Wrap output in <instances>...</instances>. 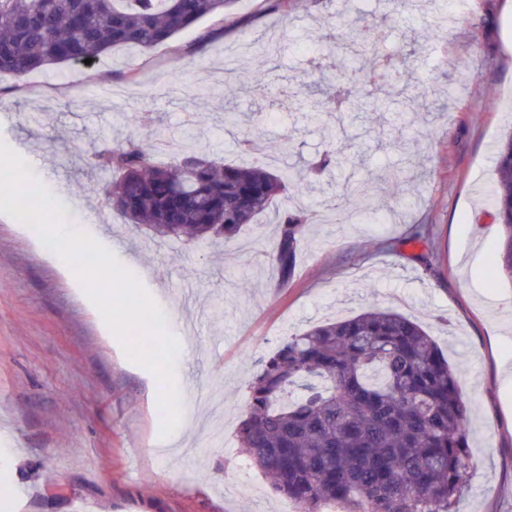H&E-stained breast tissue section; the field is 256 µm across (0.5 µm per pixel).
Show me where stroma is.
Listing matches in <instances>:
<instances>
[{"instance_id": "stroma-1", "label": "stroma", "mask_w": 512, "mask_h": 512, "mask_svg": "<svg viewBox=\"0 0 512 512\" xmlns=\"http://www.w3.org/2000/svg\"><path fill=\"white\" fill-rule=\"evenodd\" d=\"M372 17L385 18L383 51L413 80L372 89L366 101L334 72L336 110L312 119L311 98L296 89L318 33ZM219 24L223 37L204 51L175 53ZM261 33L285 42L257 85L248 73ZM138 108L159 119L163 162L194 142L245 162L249 126L225 127L228 112L253 113L267 155L288 135L302 162L342 150L349 171L276 202L314 218L288 287H275L268 258L274 212L231 242L188 247L156 243L113 211L104 189L114 174H88L72 157L132 134ZM198 109L201 124L191 120ZM511 127L512 0H290L284 13L234 0L223 21L206 19L174 44L119 47L20 83L0 78V140L162 307L181 343L183 411L162 437L161 382L126 357L83 282L36 231L0 214V512H286L288 498L240 463L236 431L255 361L307 324L398 296L449 364L466 369L472 425L458 512H512V281L493 264L499 226L484 193L491 146ZM395 169L398 188L386 179ZM353 182L380 198L381 212L337 208ZM418 225L428 235L415 244Z\"/></svg>"}]
</instances>
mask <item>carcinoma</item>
I'll return each mask as SVG.
<instances>
[{
	"instance_id": "obj_1",
	"label": "carcinoma",
	"mask_w": 512,
	"mask_h": 512,
	"mask_svg": "<svg viewBox=\"0 0 512 512\" xmlns=\"http://www.w3.org/2000/svg\"><path fill=\"white\" fill-rule=\"evenodd\" d=\"M233 0H0V76L27 75L99 60L120 45L146 52L183 30L222 16ZM361 56L378 59L370 74L345 77L362 87L407 80L380 55L376 20L349 24ZM314 111H336L317 85ZM156 131L102 142L83 156L93 170L117 171L107 199L129 224L159 243L231 241L257 222L285 190L265 163L227 164L193 150L170 164L155 161ZM329 152L309 169L292 166L305 192L328 167ZM489 197L502 226L494 264L512 279V131L495 153ZM339 206L378 210L363 192ZM301 209L279 215L269 260L278 282L293 280L306 238ZM237 441L247 461L291 499L296 512H451L460 496L468 454L471 408L460 392L464 375L432 336L394 308H370L351 318L290 334L257 362Z\"/></svg>"
}]
</instances>
